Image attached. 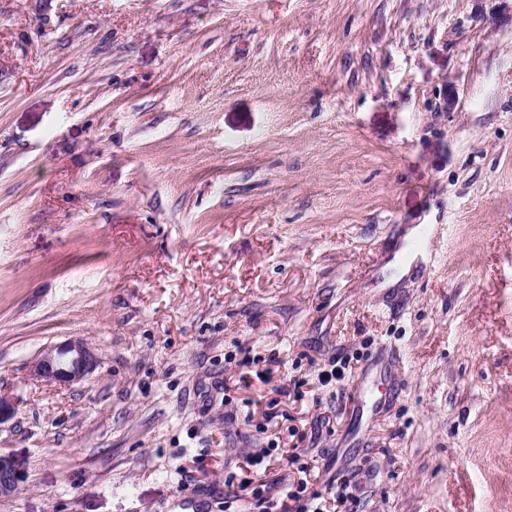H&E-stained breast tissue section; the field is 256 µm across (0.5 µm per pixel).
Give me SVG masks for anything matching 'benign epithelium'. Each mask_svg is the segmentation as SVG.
I'll return each instance as SVG.
<instances>
[{
	"instance_id": "1",
	"label": "benign epithelium",
	"mask_w": 512,
	"mask_h": 512,
	"mask_svg": "<svg viewBox=\"0 0 512 512\" xmlns=\"http://www.w3.org/2000/svg\"><path fill=\"white\" fill-rule=\"evenodd\" d=\"M99 367L95 353L80 341L45 349L31 366L32 376L70 386L83 381ZM27 475V461L13 453L0 452V499L12 497Z\"/></svg>"
}]
</instances>
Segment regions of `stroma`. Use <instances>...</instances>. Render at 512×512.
<instances>
[{
  "mask_svg": "<svg viewBox=\"0 0 512 512\" xmlns=\"http://www.w3.org/2000/svg\"><path fill=\"white\" fill-rule=\"evenodd\" d=\"M0 395V512H512V0H0ZM99 367L95 353L83 342L71 341L45 349L31 366L32 376L70 386L83 381ZM27 475V461L13 453L0 452V499L12 497ZM306 491V486H300L296 491L285 488L283 492L272 495L267 491L262 502V512H321L319 503L314 506V502L322 497L321 494L318 491L306 494Z\"/></svg>",
  "mask_w": 512,
  "mask_h": 512,
  "instance_id": "35a3bbf8",
  "label": "stroma"
}]
</instances>
